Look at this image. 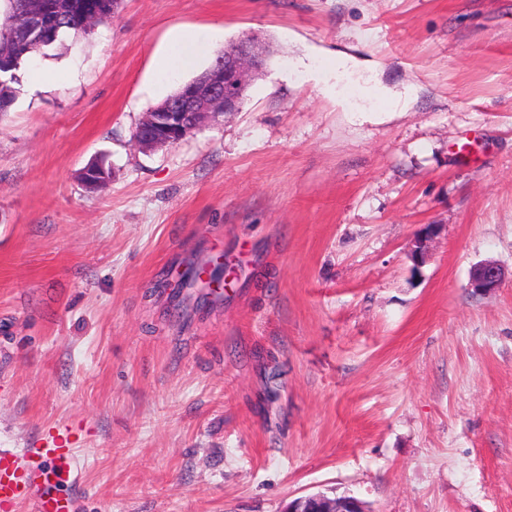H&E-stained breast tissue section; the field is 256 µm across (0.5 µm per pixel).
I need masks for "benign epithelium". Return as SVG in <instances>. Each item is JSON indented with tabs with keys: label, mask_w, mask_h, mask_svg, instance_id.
Wrapping results in <instances>:
<instances>
[{
	"label": "benign epithelium",
	"mask_w": 512,
	"mask_h": 512,
	"mask_svg": "<svg viewBox=\"0 0 512 512\" xmlns=\"http://www.w3.org/2000/svg\"><path fill=\"white\" fill-rule=\"evenodd\" d=\"M58 5L50 0H26L17 15L20 30L32 32L47 42L57 26ZM260 50L254 43L245 44L232 57L221 52L210 69L187 85L160 112H148L134 132V141L142 149L173 146L191 132L215 123L220 117L235 112L240 105V92L246 75L258 68ZM505 272L493 260L473 267L470 287L478 293H490L502 287ZM198 282L213 294L224 287V260L211 263ZM287 512H370L365 502L354 496L329 498L313 493L293 500Z\"/></svg>",
	"instance_id": "1"
}]
</instances>
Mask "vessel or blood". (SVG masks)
Here are the masks:
<instances>
[{
  "instance_id": "b4317fda",
  "label": "vessel or blood",
  "mask_w": 512,
  "mask_h": 512,
  "mask_svg": "<svg viewBox=\"0 0 512 512\" xmlns=\"http://www.w3.org/2000/svg\"><path fill=\"white\" fill-rule=\"evenodd\" d=\"M75 451L50 443L21 451L0 449V506L11 512H70L71 503L60 498V473H73Z\"/></svg>"
}]
</instances>
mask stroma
<instances>
[{
	"label": "stroma",
	"instance_id": "1",
	"mask_svg": "<svg viewBox=\"0 0 512 512\" xmlns=\"http://www.w3.org/2000/svg\"><path fill=\"white\" fill-rule=\"evenodd\" d=\"M180 29L206 52L157 71ZM248 36L240 109L139 149ZM65 43L0 112V448L66 431L74 512H512V0H117ZM198 282L204 288L205 292L211 295L224 287V259H219L211 263L203 276L200 277L197 270L193 266ZM505 272L493 260H487L473 267L470 275V287L474 292L490 293L502 287ZM286 512H371L366 503L354 496L329 498L313 493L293 500Z\"/></svg>",
	"mask_w": 512,
	"mask_h": 512
}]
</instances>
